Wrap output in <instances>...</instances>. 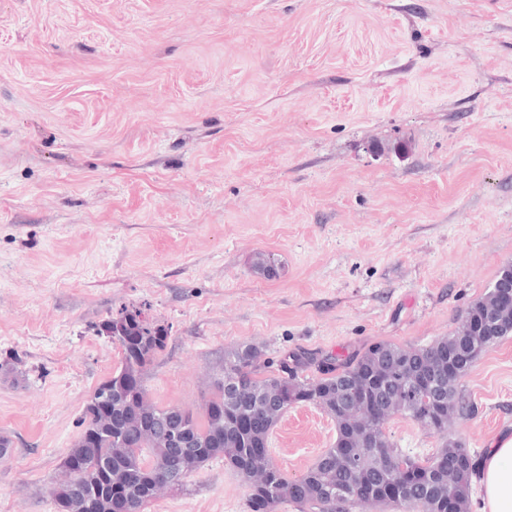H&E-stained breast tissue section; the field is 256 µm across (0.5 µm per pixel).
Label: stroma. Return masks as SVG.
<instances>
[{
    "instance_id": "obj_1",
    "label": "stroma",
    "mask_w": 512,
    "mask_h": 512,
    "mask_svg": "<svg viewBox=\"0 0 512 512\" xmlns=\"http://www.w3.org/2000/svg\"><path fill=\"white\" fill-rule=\"evenodd\" d=\"M510 263L512 0H0V512H59L121 307L169 328L149 400L198 412L227 350L315 378L427 346ZM459 387L447 436L398 414L393 446L512 432V336ZM335 437L299 405L269 456L297 477ZM249 495L216 458L144 512Z\"/></svg>"
}]
</instances>
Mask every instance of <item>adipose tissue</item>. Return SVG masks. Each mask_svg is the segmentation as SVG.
Returning <instances> with one entry per match:
<instances>
[{"label": "adipose tissue", "mask_w": 512, "mask_h": 512, "mask_svg": "<svg viewBox=\"0 0 512 512\" xmlns=\"http://www.w3.org/2000/svg\"><path fill=\"white\" fill-rule=\"evenodd\" d=\"M478 512H512V437L501 436L478 467Z\"/></svg>", "instance_id": "obj_1"}]
</instances>
